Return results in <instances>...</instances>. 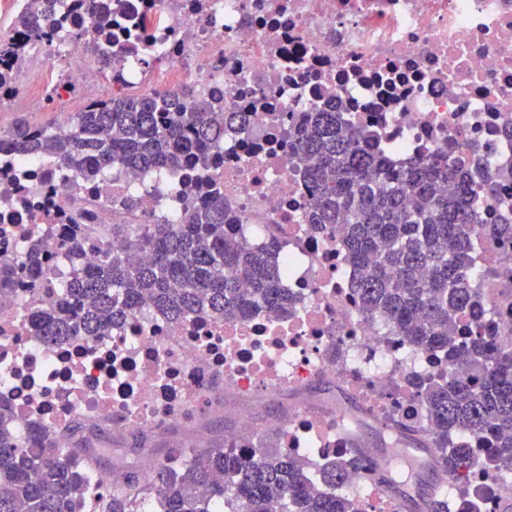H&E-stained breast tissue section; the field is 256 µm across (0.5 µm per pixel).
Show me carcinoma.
<instances>
[{
  "label": "carcinoma",
  "mask_w": 512,
  "mask_h": 512,
  "mask_svg": "<svg viewBox=\"0 0 512 512\" xmlns=\"http://www.w3.org/2000/svg\"><path fill=\"white\" fill-rule=\"evenodd\" d=\"M112 64V16L92 19ZM29 53L23 39L0 35V90L12 82L10 64ZM224 113L214 112L191 88L119 93L57 127L24 119L0 133V147L50 158L69 173L100 179L115 164L147 174L188 166L207 153ZM308 160L313 188L309 224L325 232L342 227V247L356 269L353 288L362 313L381 317L409 346L437 354L447 369L413 379L425 413L417 429L436 464L455 479L475 468L512 474V350L476 332L463 316L481 317L471 287L474 252L484 237L512 239V221L472 223L477 193L471 169L435 158L396 168L376 134L345 122L343 113L310 112L295 134ZM204 199L180 224L112 225L98 264L74 268L48 305L31 314L33 335L49 345L70 336H104L124 318L151 305L174 321L207 313L248 318L260 308L288 310L279 246L244 242L224 221V197L207 178L192 179ZM468 433L478 445L453 439ZM25 448L0 426V512H86L93 473L90 455L58 448L35 431ZM352 472H371L353 449L322 466L280 448H252L247 438L187 456L173 453L150 481L160 512H359L341 491ZM140 476L128 474L103 512H138Z\"/></svg>",
  "instance_id": "obj_1"
}]
</instances>
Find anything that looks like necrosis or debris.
Returning a JSON list of instances; mask_svg holds the SVG:
<instances>
[{
    "mask_svg": "<svg viewBox=\"0 0 512 512\" xmlns=\"http://www.w3.org/2000/svg\"><path fill=\"white\" fill-rule=\"evenodd\" d=\"M62 8L86 25L108 13L115 27L130 28L113 47V89L176 94L189 86L215 110L244 115L225 123L219 159L206 172L249 241L280 242L291 304L241 321L202 314L174 323L145 309L108 335L45 346L31 336L28 314L46 307L62 259L91 266L111 225L177 224L197 199L169 192L180 172L116 168L89 183L39 157L0 158V264L16 266L21 244L34 242L44 271L0 291V408L18 442L28 445L36 429L66 448L75 431L90 443L104 430L175 427L320 378L378 417L422 421L409 378L441 361L358 309L355 271L335 235L304 220L312 188L294 132L304 113L333 108L372 129L395 166L462 158L477 182L495 188L477 220H512V0H63ZM28 42V69L40 84L12 83L9 96H23L33 112L55 100L66 116L100 99L93 34ZM146 54L158 70L142 65ZM130 195L136 210L118 207ZM68 199L95 210L99 228L72 256L61 208ZM476 269L472 286L485 303L478 330L512 349V239H483ZM277 445L322 465L345 458L349 443L341 417L295 413ZM453 489L478 512H512V477L472 470Z\"/></svg>",
    "mask_w": 512,
    "mask_h": 512,
    "instance_id": "1",
    "label": "necrosis or debris"
}]
</instances>
